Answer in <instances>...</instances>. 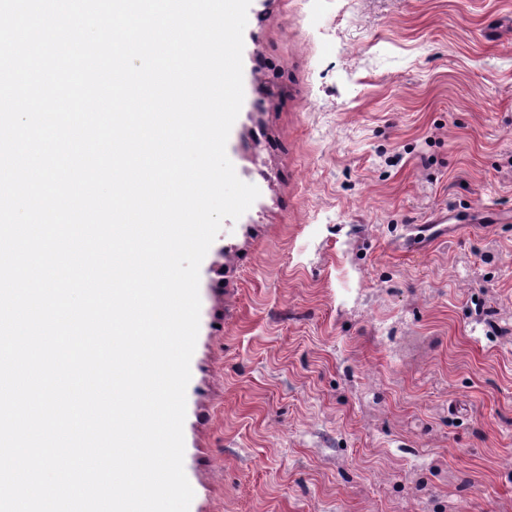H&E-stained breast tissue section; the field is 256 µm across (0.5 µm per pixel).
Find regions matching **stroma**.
Masks as SVG:
<instances>
[{"label": "stroma", "mask_w": 512, "mask_h": 512, "mask_svg": "<svg viewBox=\"0 0 512 512\" xmlns=\"http://www.w3.org/2000/svg\"><path fill=\"white\" fill-rule=\"evenodd\" d=\"M243 88L194 512H512V0H251Z\"/></svg>", "instance_id": "obj_1"}]
</instances>
